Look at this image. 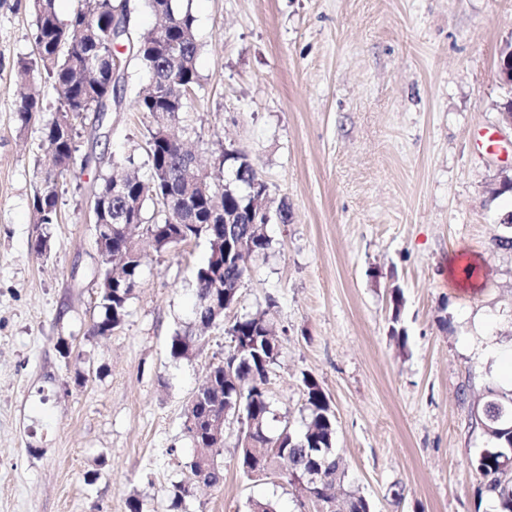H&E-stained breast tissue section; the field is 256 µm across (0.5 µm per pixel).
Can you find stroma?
Here are the masks:
<instances>
[{
	"instance_id": "35a3bbf8",
	"label": "stroma",
	"mask_w": 512,
	"mask_h": 512,
	"mask_svg": "<svg viewBox=\"0 0 512 512\" xmlns=\"http://www.w3.org/2000/svg\"><path fill=\"white\" fill-rule=\"evenodd\" d=\"M196 18L201 85L173 131L214 177L225 149L247 153L287 202L265 226L234 315L268 312L282 340L266 389L271 433L304 427V375L328 394L344 488L372 512H492L469 461L487 445L473 407L512 355V96L498 73L512 45V0H183ZM34 49L29 0H0V512H169L172 483H191L182 429L188 400L227 352L223 328L175 360L169 343L192 321L193 268L205 242L156 251L124 323L90 335L101 256L92 189L106 158L147 171L152 115L134 99L149 83L130 62L121 104L87 114L59 200L36 223L57 93L39 84L41 119L19 130L14 67ZM497 139L488 151L485 134ZM46 235L49 250L32 249ZM477 265L466 277L467 261ZM456 276H449V263ZM401 289L405 345L390 334ZM68 354H60V346ZM224 432V483L195 486L186 512H247L252 499L299 512L286 475L263 481L234 464Z\"/></svg>"
}]
</instances>
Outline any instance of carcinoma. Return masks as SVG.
Here are the masks:
<instances>
[{"label": "carcinoma", "instance_id": "obj_1", "mask_svg": "<svg viewBox=\"0 0 512 512\" xmlns=\"http://www.w3.org/2000/svg\"><path fill=\"white\" fill-rule=\"evenodd\" d=\"M146 2L163 24L134 37L130 30L112 23L129 9L125 0H78L77 8L66 20L58 16L55 0H30L35 52L17 62L16 78L23 86L39 79L58 94L55 113L45 125L47 147L40 160L45 176L32 198L36 223L41 226L59 223L58 201L65 173L77 163L86 166L90 162L89 156L79 155L77 122L89 112L100 119L108 111V101L124 75L128 57H134L150 78L149 88L136 100L140 112L165 113L173 118L184 111L189 94L199 84L196 57L200 45L195 17L181 7L179 0ZM39 112V95L21 94L16 106L19 129H26ZM147 145L146 176L138 174L131 156L123 161L111 160L109 170L93 190L95 239L103 257V267L98 270L101 313L92 326L93 334L103 336L121 326L128 301L139 283L143 255L128 246V239L133 237L131 227L141 228L158 251L205 240L208 255L193 272V322L206 328L224 325V334L230 337L229 352L239 347L242 351L229 375L224 372V361L212 364L213 388L202 399L186 405L183 432L189 441L197 443L205 459L202 465L194 457L189 467L205 483L215 487L224 484V468L219 461L223 448L215 442L206 443L204 433L192 432L188 423L232 411L238 405L245 417L244 433L250 434L269 469L286 464L292 486L315 474L321 485L313 496L325 504L336 500L346 468L333 451L335 418L331 401L319 382L311 375H303L307 412L304 431L296 433L284 428L270 434L272 410L261 373L272 371L278 363L280 349L266 344L264 339L276 332L275 324L265 312L243 315L226 324L224 314L205 306L215 292L212 273L219 275L223 290L235 301L239 298L237 286L251 273L250 261L269 248L270 239L263 231L268 219L258 215L253 206V162L241 150H224L222 166L230 173L231 186L213 204L204 197L185 198L178 190L192 151L174 138L161 140L154 126L147 129ZM117 177L123 178L127 188L122 196L112 195V182ZM150 204L154 212L147 218ZM198 342L191 332L177 331L171 339L170 356L176 360L187 358ZM499 410L512 419V394L489 383L475 416L489 446L471 460V465L485 479L486 491L497 501V512H512V431L494 419ZM189 495L184 484L172 485L171 512H181Z\"/></svg>", "mask_w": 512, "mask_h": 512}]
</instances>
